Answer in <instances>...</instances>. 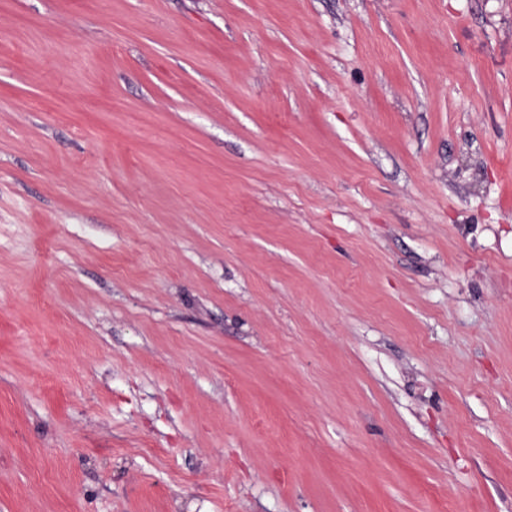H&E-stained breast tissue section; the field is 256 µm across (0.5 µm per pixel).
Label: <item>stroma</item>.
<instances>
[{"label":"stroma","mask_w":512,"mask_h":512,"mask_svg":"<svg viewBox=\"0 0 512 512\" xmlns=\"http://www.w3.org/2000/svg\"><path fill=\"white\" fill-rule=\"evenodd\" d=\"M0 512H512V0H0Z\"/></svg>","instance_id":"1"}]
</instances>
